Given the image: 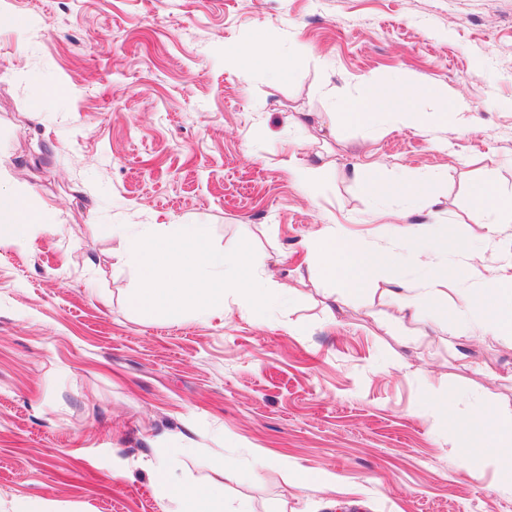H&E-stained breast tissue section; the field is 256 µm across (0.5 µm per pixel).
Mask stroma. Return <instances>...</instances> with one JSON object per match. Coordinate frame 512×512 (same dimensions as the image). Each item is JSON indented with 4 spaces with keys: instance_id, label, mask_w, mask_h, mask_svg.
<instances>
[{
    "instance_id": "1",
    "label": "stroma",
    "mask_w": 512,
    "mask_h": 512,
    "mask_svg": "<svg viewBox=\"0 0 512 512\" xmlns=\"http://www.w3.org/2000/svg\"><path fill=\"white\" fill-rule=\"evenodd\" d=\"M0 24V189L29 192L48 226L0 245V504L60 512H163L144 467L211 449L260 478L226 482L239 512H512L497 457L468 470L483 413L512 409V338L449 344L450 299L401 317L387 280L423 285L424 263H467L487 230L471 188L512 194V0H5ZM262 36L247 64L235 49ZM419 82L412 109L442 111L437 89L470 109L422 134L403 117L365 130L334 107ZM316 166L312 185L295 166ZM377 178H428L439 204L375 201ZM118 224H206L216 249L247 240L291 288L256 323L225 296L224 321L194 312L144 319L128 305L136 268L118 262ZM345 225L402 254L373 291L332 309L334 282L306 266V237ZM448 231L451 250L396 238L393 225ZM454 401L471 430L434 428L415 408ZM336 476V506L300 490L295 469ZM119 478H112V471Z\"/></svg>"
}]
</instances>
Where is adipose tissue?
<instances>
[{
	"instance_id": "obj_1",
	"label": "adipose tissue",
	"mask_w": 512,
	"mask_h": 512,
	"mask_svg": "<svg viewBox=\"0 0 512 512\" xmlns=\"http://www.w3.org/2000/svg\"><path fill=\"white\" fill-rule=\"evenodd\" d=\"M402 94L388 98L379 90H372L367 97L341 105V116L370 128L383 117L403 113L416 82L410 77L399 81ZM354 179L369 184L376 200L396 197L409 202L426 195L427 183L417 179L404 182L378 180L372 172L353 169ZM45 213L35 208L22 193H0V244L17 243L31 234L35 225L46 224ZM305 248L311 258L320 262L323 274L330 280L350 288L362 290L369 287L379 264L398 263L396 253H377L348 234L343 225L334 224L309 236ZM466 265L451 267L447 279H434L427 283L424 294L412 293L402 281L391 280L382 294L403 315L416 319L421 315L420 306L424 295H438L441 288H448L454 295V308L460 320H474L482 337L498 338L512 335V263L493 266L492 271L478 285L476 291L462 288L469 277ZM266 454L254 452L245 464L238 465L225 459L223 452L214 451L209 456L212 479L200 483L186 476H174L169 454H157L147 464L148 472L163 512H226L224 480L256 478L267 468Z\"/></svg>"
}]
</instances>
